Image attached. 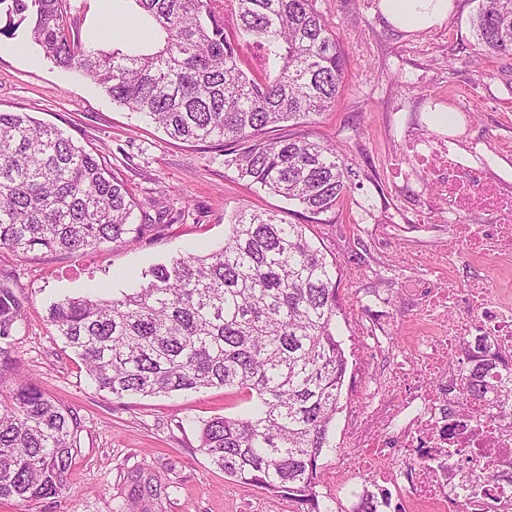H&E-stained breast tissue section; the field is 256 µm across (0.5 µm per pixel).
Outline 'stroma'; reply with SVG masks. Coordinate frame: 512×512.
I'll use <instances>...</instances> for the list:
<instances>
[{"mask_svg":"<svg viewBox=\"0 0 512 512\" xmlns=\"http://www.w3.org/2000/svg\"><path fill=\"white\" fill-rule=\"evenodd\" d=\"M346 58V78L334 108L298 126L315 142L339 146L353 170L352 188L328 223L308 221L277 195L249 188L224 167L220 151L169 138L138 113L112 102L81 73L45 59L37 45L20 50L22 34L4 32L0 19V111H25L98 153L125 184L138 207L135 223L163 214L162 223L124 242L83 256L19 255L0 248V277L24 301L26 317L13 356L26 376L75 412L80 429L66 494L34 503L0 500V512H299L285 497L225 476L199 449V428L235 415L244 402L223 390L123 400L96 391L80 360L47 320L58 297L100 284L130 290L150 266L224 244L239 212L292 210L293 223L336 262L341 312L337 332L348 359L341 408L323 472L354 468L347 436L373 371L405 347L417 330L409 282L434 272V256L448 238V219L435 214L427 228L418 215V171L408 183L394 175L405 142L434 131L439 111L470 115L468 135L486 143L491 174L512 186V56H481L470 28L475 0H453L443 23L404 32L384 18L381 0H315ZM75 32L111 30L114 45L141 38L118 0H72ZM383 326V346L363 343L368 324Z\"/></svg>","mask_w":512,"mask_h":512,"instance_id":"1","label":"stroma"}]
</instances>
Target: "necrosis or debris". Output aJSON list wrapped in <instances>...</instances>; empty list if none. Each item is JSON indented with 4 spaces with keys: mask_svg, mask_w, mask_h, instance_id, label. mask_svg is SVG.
<instances>
[{
    "mask_svg": "<svg viewBox=\"0 0 512 512\" xmlns=\"http://www.w3.org/2000/svg\"><path fill=\"white\" fill-rule=\"evenodd\" d=\"M406 156L431 176L422 210L447 215L448 243L432 286L414 291L418 336L363 394V491L341 512H512V395L499 386L512 373V194L483 178L487 151L465 136L411 139ZM462 251L489 261V282L454 288L446 270ZM481 343L495 354L484 397L449 413L448 385Z\"/></svg>",
    "mask_w": 512,
    "mask_h": 512,
    "instance_id": "necrosis-or-debris-1",
    "label": "necrosis or debris"
}]
</instances>
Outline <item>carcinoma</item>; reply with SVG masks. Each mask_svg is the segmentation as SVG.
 <instances>
[{
    "instance_id": "1",
    "label": "carcinoma",
    "mask_w": 512,
    "mask_h": 512,
    "mask_svg": "<svg viewBox=\"0 0 512 512\" xmlns=\"http://www.w3.org/2000/svg\"><path fill=\"white\" fill-rule=\"evenodd\" d=\"M131 2L129 17L149 38L124 48H105L100 31L74 34L70 0H0V16L170 138L217 144L224 167L248 185L315 220L343 206L352 170L336 147L280 132L329 111L345 81L343 53L314 0H231L243 39L262 54L261 79L239 67L217 0ZM477 2L478 54L512 55V0ZM134 208L100 159L61 129L0 112V248L82 254L148 230L131 224ZM303 228L242 212L221 248L153 265L130 292L65 295L48 322L115 399L222 388L254 403L203 423L200 450L225 475L286 495L301 512H331L319 504V460L333 449L348 360L336 336V265ZM24 318L23 300L0 282V381L14 378L0 393V499L30 502L68 490L79 423L12 359ZM490 356L484 349L449 403L483 398Z\"/></svg>"
}]
</instances>
